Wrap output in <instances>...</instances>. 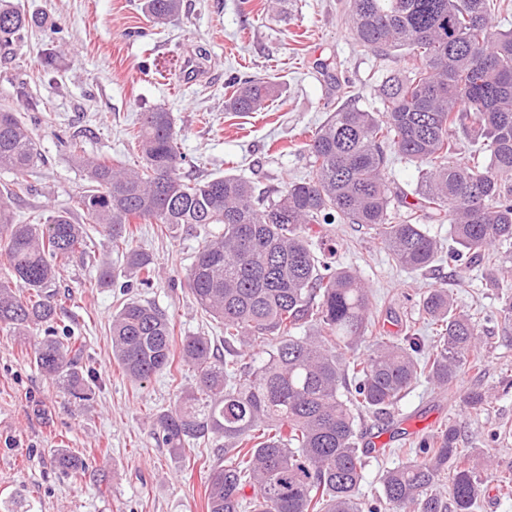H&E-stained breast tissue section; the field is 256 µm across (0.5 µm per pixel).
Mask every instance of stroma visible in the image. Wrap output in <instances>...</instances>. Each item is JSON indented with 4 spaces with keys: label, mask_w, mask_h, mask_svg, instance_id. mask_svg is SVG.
Wrapping results in <instances>:
<instances>
[{
    "label": "stroma",
    "mask_w": 512,
    "mask_h": 512,
    "mask_svg": "<svg viewBox=\"0 0 512 512\" xmlns=\"http://www.w3.org/2000/svg\"><path fill=\"white\" fill-rule=\"evenodd\" d=\"M267 2L183 0L177 17L156 25L144 15L143 0H18L45 19L41 29L0 44V109L26 117L40 153L25 175L32 191L14 206L18 219L68 209L85 225L97 256L121 273L123 258L78 203L85 181L71 154L80 145L133 163L139 118L158 107L174 118L186 177L234 174L264 191L304 180L305 145L335 108L338 83L352 82L358 107L375 112L381 107L375 86L408 60L361 45L346 0H288L281 13ZM235 75L275 81L279 94L261 112L225 111V84ZM33 102L38 111H30ZM323 233L336 244L337 265L356 271L369 288L386 336H401L406 322L421 321L420 299L441 286L452 288L458 307L487 334L482 372L462 375L452 395L421 381L390 416L359 422L365 438L384 446L366 460L362 499L378 497L383 470L407 462L412 440L454 424L462 463L485 479L476 512H512V498H502L488 478L489 463L512 467V438L484 446L489 430L512 426V341L490 319L498 289L486 287L479 268L396 267L377 236L354 224H327ZM204 239L201 231L163 233L138 223L133 245L152 256L160 273L153 287L132 294L166 311L176 336L200 334L219 346L223 323L201 312L186 281ZM54 288L60 320L97 381L88 401L75 402L37 370L27 340L0 328V512H206L207 477L225 462L223 438L175 455L152 425L156 413L173 405L178 387L193 384V371L184 365L142 384L131 381L112 356L109 336L123 300L118 286L100 285L96 270L76 260ZM475 387L490 392L487 409L464 408V393ZM60 448L85 461L84 475L56 468Z\"/></svg>",
    "instance_id": "35a3bbf8"
}]
</instances>
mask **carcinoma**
Here are the masks:
<instances>
[{
  "label": "carcinoma",
  "mask_w": 512,
  "mask_h": 512,
  "mask_svg": "<svg viewBox=\"0 0 512 512\" xmlns=\"http://www.w3.org/2000/svg\"><path fill=\"white\" fill-rule=\"evenodd\" d=\"M183 0H144L157 23L180 14ZM506 0H351L356 38L379 56L405 52L410 65L379 88L382 110L347 101L306 144L309 177L263 196L248 179L221 175L185 180L171 113L142 114L134 166L75 154L86 187L80 203L89 223L121 254V288H151L154 260L133 246L138 219L174 233L220 225L198 250L187 284L200 308L224 322V353L205 336L181 339L180 359L196 374L173 406L155 415L164 446L178 453L192 441L224 437L226 465L209 474L207 512H473L482 481L459 464L460 429L444 428L404 452L405 464L386 470L379 499L362 507L357 493L364 457L357 419L388 415L420 380L453 389L464 372L482 371L478 322L454 306L446 287L429 290L420 308L434 336L424 345L413 326L393 340L371 321L368 288L357 273L333 265L334 243L313 226L358 224L373 230L393 263L423 271L437 262L482 265L486 287L512 281V30H493ZM13 0H0V43L43 27ZM276 85L232 78L225 110L260 112ZM478 154L457 160L458 133ZM418 164L412 192L392 194L386 148ZM27 121L0 110V171L22 175L39 159ZM32 191L25 180L0 192V251L11 277L0 280V325L20 336L43 328L34 345L39 371L74 399L91 395L92 374L65 342L52 285L79 257L113 272L89 250L83 225L56 211L43 222H15L13 202ZM406 212L395 217L393 201ZM448 223L445 248L426 223ZM512 332V293L491 315ZM310 327L313 333L299 336ZM112 355L140 384L172 367L173 326L165 311L130 299L112 315ZM267 357L245 362L248 349ZM453 463L449 495L441 476ZM55 466L78 473L85 465L60 449ZM251 496L245 497V489Z\"/></svg>",
  "instance_id": "cac0c4a2"
}]
</instances>
